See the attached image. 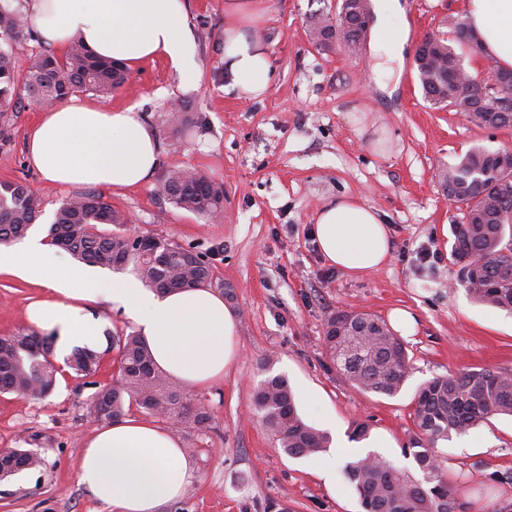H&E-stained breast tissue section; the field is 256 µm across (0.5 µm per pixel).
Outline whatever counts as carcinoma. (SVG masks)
<instances>
[{"instance_id": "obj_1", "label": "carcinoma", "mask_w": 512, "mask_h": 512, "mask_svg": "<svg viewBox=\"0 0 512 512\" xmlns=\"http://www.w3.org/2000/svg\"><path fill=\"white\" fill-rule=\"evenodd\" d=\"M29 33L23 4H0V34L13 46L0 49V112L13 107L18 89L32 97L60 101L89 91L108 97L129 81L125 67L99 57L79 41L63 57L51 52L30 60L27 71L16 69L15 45ZM461 52L436 40L430 59L414 63L424 99L431 105L453 108L478 124L512 127V111L505 112L494 97L482 99L476 112L467 111L475 97L454 82L463 54L476 55L481 46L456 38ZM499 152L471 148L454 166L445 169L442 183L451 188L448 200L461 211L451 225V255L459 267L458 284L481 305L512 310V171L498 168ZM158 193L176 208L202 217L224 208V183L199 172L176 170L159 184ZM41 198L25 181L0 188V244L23 238L41 213ZM124 214L100 193L85 192L64 201L49 225L47 241L63 245L75 259L112 270L134 265L147 287L156 292L209 287L215 281L210 264L193 247L174 244L161 236H132L125 232ZM115 225L111 230L104 225ZM106 351L116 352V374L99 386L89 413L110 424L136 407L140 412L180 419L190 431L210 428L206 408L192 406L182 386L160 374L140 335L130 332L106 336ZM56 336L22 330L0 336V393L42 397L56 382V367L48 359ZM324 343L336 369L357 390L388 397L405 385L411 359L400 336L380 316L338 312L324 322ZM104 353L76 347L65 360L75 374L98 372ZM252 410L282 451L298 458L329 448L328 432L308 425L297 411L295 394L283 374L265 378L252 395ZM499 416H512V373L470 368L425 382L416 392L413 428L408 447L422 473L411 478L387 459L369 454L346 464L345 479L359 497L363 512H459L454 482L439 463L435 448L450 435L462 434ZM3 462L20 473L39 465L32 450L13 449Z\"/></svg>"}]
</instances>
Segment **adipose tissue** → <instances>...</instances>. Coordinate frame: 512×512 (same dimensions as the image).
Listing matches in <instances>:
<instances>
[{"label": "adipose tissue", "mask_w": 512, "mask_h": 512, "mask_svg": "<svg viewBox=\"0 0 512 512\" xmlns=\"http://www.w3.org/2000/svg\"><path fill=\"white\" fill-rule=\"evenodd\" d=\"M43 42L68 49L82 40L98 56L135 66L169 61L181 89L194 87L198 66L186 0H30ZM262 0H225L224 67L238 95L263 96L271 82L268 44L256 21ZM372 49L382 78H391L408 43L401 0H376ZM464 19L485 56L512 70V0H465ZM27 156L45 180L58 185L130 188L146 184L158 163L152 129L135 108L89 106L76 98L43 109L28 134ZM313 236L329 264L359 275L390 261L392 243L379 212L342 197L316 213ZM43 288L26 311L29 324L53 333L54 353L96 347L101 330L89 309L121 307L150 347L164 377L192 388L223 379L239 360L237 320L224 298L209 288L158 293L135 277L106 279L90 267L61 261L54 248L33 238L0 245V274ZM193 467L178 439L157 424L123 420L95 430L77 464V481L112 512H161L186 491Z\"/></svg>", "instance_id": "1"}]
</instances>
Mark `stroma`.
<instances>
[{
  "instance_id": "1",
  "label": "stroma",
  "mask_w": 512,
  "mask_h": 512,
  "mask_svg": "<svg viewBox=\"0 0 512 512\" xmlns=\"http://www.w3.org/2000/svg\"><path fill=\"white\" fill-rule=\"evenodd\" d=\"M409 43L387 85H380L371 47L354 56L324 49L309 36V18L334 12L336 0H263L258 32L271 49L272 81L259 98H239L224 69V0H189L193 54L200 78L183 92L163 59L130 69L107 106L136 107L155 131L159 164L143 186L104 189L128 218L127 232L160 235L206 254L217 279L232 288L240 358L224 379L189 390L212 416L210 429L174 434L193 465L185 495L164 512H361L342 472L321 475L322 455L291 458L251 412L267 373L286 375L303 419L348 440L355 422L368 440L411 475L419 470L405 447L413 397L433 377L474 367L512 373V311L475 303L457 283L446 230L461 214L443 191L441 174L473 146L512 148V128L476 126L422 94L412 67L425 35L454 42L463 0H401ZM187 106L190 125L165 122L170 102ZM42 108L22 98L0 116V183L37 188L42 212L32 225L46 234L73 187L45 181L25 144ZM193 169L224 184V217L215 223L175 208L157 193L170 171ZM355 197L389 227L392 256L383 269L354 276L331 266L312 236L314 216L329 199ZM436 252L425 261L422 250ZM41 288L0 274V336L27 326L28 304ZM409 310L416 330L406 337L412 362L394 397L362 393L334 368L323 342L326 318L338 311L388 317ZM273 357L263 368L264 357ZM112 355L94 378L60 367L44 398L0 393V450L33 449L44 464L0 480V512H109L77 483L76 468L97 424L88 407L97 385L111 381ZM436 453L457 480L465 512H512V417L439 442Z\"/></svg>"
}]
</instances>
